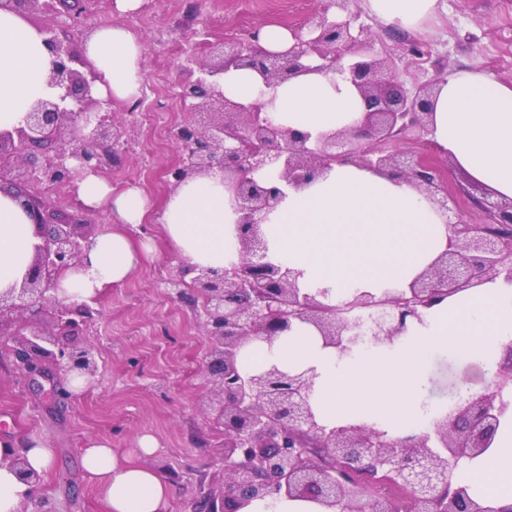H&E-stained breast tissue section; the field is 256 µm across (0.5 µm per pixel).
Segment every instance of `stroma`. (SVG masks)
Segmentation results:
<instances>
[{
  "label": "stroma",
  "mask_w": 512,
  "mask_h": 512,
  "mask_svg": "<svg viewBox=\"0 0 512 512\" xmlns=\"http://www.w3.org/2000/svg\"><path fill=\"white\" fill-rule=\"evenodd\" d=\"M154 2L146 23L132 30L145 48L146 85L180 83L186 58L211 60L210 44L248 40L250 32L267 24L300 26L318 5V0ZM360 20L376 34L377 51L395 55V73L406 86L459 70L512 81V0H442L438 18L418 36L392 31L366 12ZM414 39L430 48L419 64L403 50ZM111 109L113 119L126 126V141L106 162L108 181L117 191L138 185L150 198L153 208L144 223L127 231L137 239H154L157 251L125 282L101 293L95 320L82 337L99 348L98 371L70 399L58 403L33 389L0 347V439L21 448L42 439L54 452L38 495L24 501L20 512H105L97 482L80 459L85 442L93 438L109 440L116 455L165 479L174 489L168 512H192L197 483L217 493L224 488V433L209 422L203 405L207 341L196 316L201 299L193 288L175 295L167 286L178 278L183 260L165 237L161 215L171 191L167 171L179 163L182 149L159 128L138 120V104L116 101ZM388 149L426 156L441 168L449 191L457 193L458 206L480 220L468 199L482 196V189L468 188V195H460L464 179L454 173L448 156L428 144L425 133H409ZM463 377L473 393L485 392L480 364L463 362L449 351L434 355L423 375V401L433 406L442 396L454 395ZM145 435L157 442L153 454L138 448Z\"/></svg>",
  "instance_id": "stroma-1"
}]
</instances>
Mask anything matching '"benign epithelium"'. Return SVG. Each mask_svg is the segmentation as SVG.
Here are the masks:
<instances>
[{"instance_id": "benign-epithelium-1", "label": "benign epithelium", "mask_w": 512, "mask_h": 512, "mask_svg": "<svg viewBox=\"0 0 512 512\" xmlns=\"http://www.w3.org/2000/svg\"><path fill=\"white\" fill-rule=\"evenodd\" d=\"M47 14H64L77 25L81 12L69 0H27ZM353 0H322L304 27L292 30L293 45L284 54L270 53L249 41L223 42L219 61L189 69L180 97L191 115L175 139L184 150L181 162L167 171L168 183L186 180L218 166L229 177L239 219V265L217 274L208 268L184 266L182 279L202 298V323L209 350L203 366L215 420L224 427V491L199 485L206 512H239L254 500L309 499L330 512H497L475 500L469 487L454 480L447 459L457 462L487 452L508 404L501 391L512 386V348L504 351L494 374V389L458 403L452 413L433 420L431 430L388 440L366 425L332 429L320 425L310 403L312 377L285 374L272 366L244 376L238 355L254 337L271 340L290 330L294 320L312 324L325 344L348 349L354 325L336 315L315 294L299 288L292 271L270 262L262 225L283 197L276 186L257 181L266 167L280 168L287 185L309 183L331 163L356 160L377 170L401 175L423 188L448 210L453 236L448 248L411 284L409 292L386 298L388 315L377 320L371 336L382 343L398 335L406 318L419 309L468 288L473 281L500 276L512 282V201L475 199L483 214L473 223L466 213L448 206L451 197L441 172L422 157L388 154L385 145L412 131H426L438 80L409 89L394 72L391 56L375 49L376 35L351 9ZM55 56L48 84L61 90L56 98L37 101L25 125L0 132V189L12 191L38 230L33 263L21 287L0 292V328L14 313L34 319L44 305L54 306L53 330L34 324L12 347L19 367L45 379L95 375L94 347L64 341L77 336L95 319L87 301L58 295L59 276L76 267L89 246L77 231L79 219L63 208H85L72 195L62 202L51 193L71 185L81 171L101 170L102 153L95 146L121 145L125 130L112 122L110 103L93 95L96 75L75 53L57 24L38 28ZM317 65L312 66L309 61ZM257 71L275 88L300 73H336L360 91L366 106L362 128L339 132L315 143L309 136L273 123L259 104L244 105L224 97L218 77L229 68ZM390 477L408 493L405 506L367 491L377 475Z\"/></svg>"}]
</instances>
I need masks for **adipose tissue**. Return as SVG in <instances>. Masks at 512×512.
Here are the masks:
<instances>
[{
    "label": "adipose tissue",
    "instance_id": "1",
    "mask_svg": "<svg viewBox=\"0 0 512 512\" xmlns=\"http://www.w3.org/2000/svg\"><path fill=\"white\" fill-rule=\"evenodd\" d=\"M366 10L388 25L421 32L433 20L439 0H363ZM143 45L121 23L96 28L84 57L98 73L95 95L126 102L142 92ZM55 57L38 30L13 7H0V132L23 124L32 105L53 96L47 77ZM227 98L265 104L277 124L319 139L362 127L365 102L348 79L309 72L269 89L251 69L223 76ZM430 137L471 183L497 199L512 200V81L460 70L440 83L432 106ZM74 191L87 208L109 209L117 229L91 241L81 263L58 281L62 296L84 300L123 283L155 252L135 241L122 225L143 223L151 202L140 187L113 190L101 176L85 173ZM268 215L267 254L298 272L300 288H326L325 304L336 305L353 291L375 296L408 288L448 247V213L403 177L354 162L333 164L309 184L285 187ZM236 202L224 172L183 183L166 199L162 222L168 240L190 265L221 272L241 260ZM39 239L21 205L0 192V291L19 286ZM512 343V283L481 282L408 318L393 340L341 356L324 344L310 323L294 321L285 334L253 338L240 351L242 374L278 367L288 374L311 371V401L326 427L366 423L395 440L424 433L428 415L420 387L430 358L443 350L464 360L482 361L494 374L502 349ZM86 471L96 478L106 512H167L170 484L152 469L119 460L109 440H91L82 450ZM478 499L512 504V422L492 447L456 470Z\"/></svg>",
    "mask_w": 512,
    "mask_h": 512
}]
</instances>
